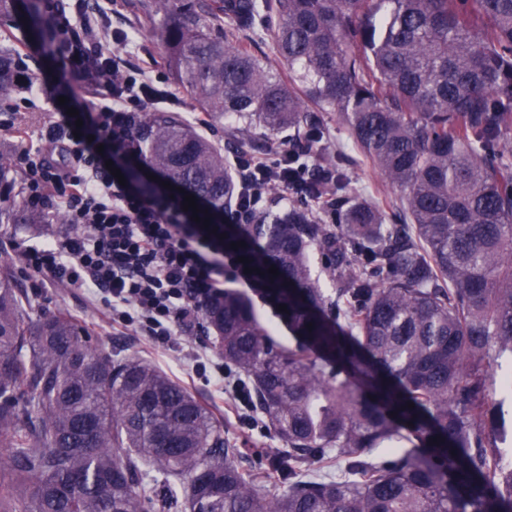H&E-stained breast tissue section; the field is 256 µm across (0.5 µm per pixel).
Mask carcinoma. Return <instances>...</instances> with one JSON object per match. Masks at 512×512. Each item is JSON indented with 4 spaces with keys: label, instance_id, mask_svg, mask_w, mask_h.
I'll list each match as a JSON object with an SVG mask.
<instances>
[{
    "label": "carcinoma",
    "instance_id": "carcinoma-1",
    "mask_svg": "<svg viewBox=\"0 0 512 512\" xmlns=\"http://www.w3.org/2000/svg\"><path fill=\"white\" fill-rule=\"evenodd\" d=\"M22 13L47 41L41 0H0L1 23ZM158 15L177 81L237 117V147L282 134L291 166L331 173L305 175L288 211L271 203L236 235L296 346L235 289L207 310L285 448L261 476L244 468L161 371L91 351L65 314L30 328L1 269L0 512L24 492L29 512H143L160 486L182 490L186 512H512L496 435L512 406L489 391L512 353V0H154ZM255 29L291 81L233 41ZM21 78L19 52L0 50V99ZM315 108L337 113L397 200L350 193ZM143 145L146 166L209 211L236 200L224 153L175 113H147ZM9 171L0 152V224L43 223L1 190Z\"/></svg>",
    "mask_w": 512,
    "mask_h": 512
}]
</instances>
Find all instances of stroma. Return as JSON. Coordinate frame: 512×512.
I'll use <instances>...</instances> for the list:
<instances>
[{"mask_svg": "<svg viewBox=\"0 0 512 512\" xmlns=\"http://www.w3.org/2000/svg\"><path fill=\"white\" fill-rule=\"evenodd\" d=\"M91 10L104 17L105 32L125 30L130 38L123 53L129 63L148 74H162L174 94L176 110L188 120H195L202 111L191 93L179 85L166 62L165 47L158 29L147 20L145 6L149 0H87ZM25 23L16 19L13 25H0V48L20 47L27 64V74L32 77V89L19 92L12 99L0 102V148L14 151L21 147L37 146V133L55 113L58 102L55 98L57 63L54 57L44 53L40 41H29L18 46ZM319 119L329 129L332 149H339L350 158L347 167L351 189L365 196L376 195L383 180L368 162L359 160L358 152L347 136L345 128L338 122L335 113H320ZM42 224H0V269L9 271L23 288L31 306L30 321L46 315L66 314L85 328L86 341L95 351L123 357L140 359L167 374L174 382L186 389L201 404L210 407L214 421L221 426L228 438L243 455L244 466L258 471L265 470L270 458L277 454L283 443L274 431L259 433L239 426L233 415L213 408L217 393L205 378L194 375L183 360L185 344L204 341L209 348H216L217 337L213 329L204 332L181 333L174 345L157 346L147 337L128 330L112 328L105 319L102 306L92 305L86 293L59 284L40 285L38 277L26 268L12 250V242L26 244L39 242L49 233L64 234L67 225L60 215L46 212Z\"/></svg>", "mask_w": 512, "mask_h": 512, "instance_id": "stroma-1", "label": "stroma"}]
</instances>
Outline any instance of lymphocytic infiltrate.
I'll return each instance as SVG.
<instances>
[{
    "instance_id": "obj_1",
    "label": "lymphocytic infiltrate",
    "mask_w": 512,
    "mask_h": 512,
    "mask_svg": "<svg viewBox=\"0 0 512 512\" xmlns=\"http://www.w3.org/2000/svg\"><path fill=\"white\" fill-rule=\"evenodd\" d=\"M63 76L82 81L93 99L76 103V115L60 112L40 133V144L13 155L24 178L27 204L40 211L62 209L70 230L19 248L22 262L44 281L91 294L107 311L113 328L167 344L180 331L199 325L204 307L219 301L226 284L258 288L228 239L260 202L266 188L289 192L288 149L232 153L241 196L208 229L185 211L182 199L162 185L119 183L113 172L138 158L140 124L146 113L173 104L163 82L129 64L120 52H106L91 17L69 18L65 0H44ZM193 373L207 377L225 395V407L239 425L263 430L245 381L223 358L191 346Z\"/></svg>"
}]
</instances>
